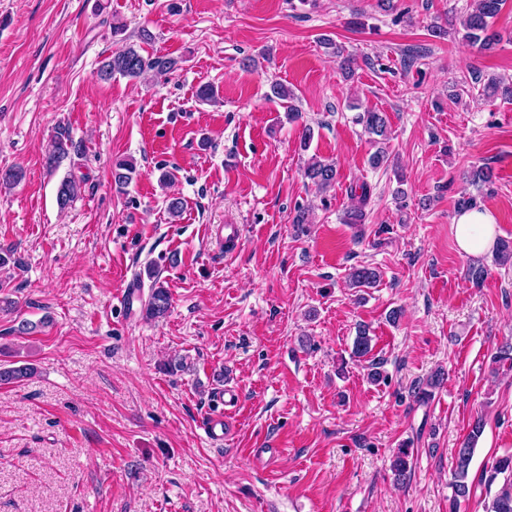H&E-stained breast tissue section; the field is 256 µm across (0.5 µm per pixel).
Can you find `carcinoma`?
<instances>
[{
	"label": "carcinoma",
	"instance_id": "1",
	"mask_svg": "<svg viewBox=\"0 0 512 512\" xmlns=\"http://www.w3.org/2000/svg\"><path fill=\"white\" fill-rule=\"evenodd\" d=\"M505 0H472L461 22V41L480 51L493 49L500 40L498 33L493 31V20L501 11ZM177 60L166 56L145 55L142 47L128 43L119 51L105 58L98 69V76L104 81H109L119 75L130 80H139L147 74L155 77L166 75L173 71ZM268 97L277 99L285 104L288 118L297 120L301 118V112L291 104L293 93L287 86L274 83L270 87ZM364 130L371 135L374 142L380 144V148L372 155L371 165L381 166L387 157L385 144L389 140L390 126L387 115L383 112L366 110L359 116ZM85 146L82 142L74 140L69 127L60 123L55 127L48 143L45 154V166L48 171H56L61 163L75 155L82 156ZM135 169L128 162H119L112 169V180L115 189L119 192L125 190L133 179ZM304 174L318 188L326 190L336 181V165L316 157L306 165ZM80 183L73 176L63 178L57 189V203L60 208H66L77 196ZM351 197L356 199L353 209L346 216L350 224H359L365 218V208L369 201V190L366 186L350 189ZM353 285L357 288L370 287L380 278V273L369 266L354 268L350 273ZM170 308V294L162 285H154L148 301L144 304L143 314L148 319H159L167 315ZM372 338L365 327L358 329L353 342L352 354L357 358H363L372 352ZM34 368L23 364L11 368H0V383H19L32 376ZM444 381V373H433L425 385L414 387V396L420 402L431 399L433 390L440 387ZM483 432L481 419L474 420L471 430L462 442L456 453V467L452 476L450 487L452 488L453 503L458 505L469 500L471 485L469 482V467L473 458L476 443ZM409 444L403 443L394 454L392 470L395 479L405 481L410 475L408 457ZM506 475L505 482L498 493L485 506L486 512H512V453L503 455L492 464L488 483H493L498 475Z\"/></svg>",
	"mask_w": 512,
	"mask_h": 512
}]
</instances>
